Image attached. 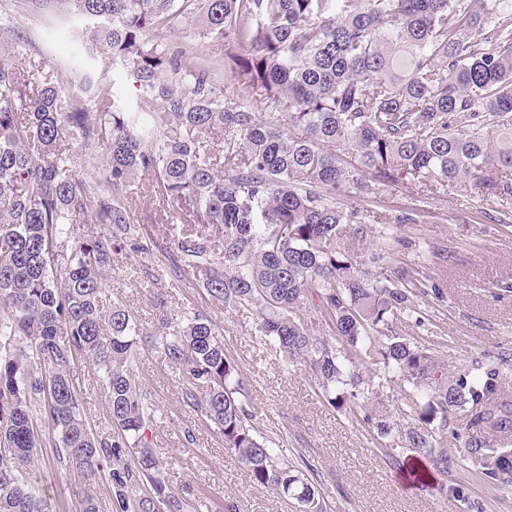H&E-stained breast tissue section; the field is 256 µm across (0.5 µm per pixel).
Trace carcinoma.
<instances>
[{
  "mask_svg": "<svg viewBox=\"0 0 512 512\" xmlns=\"http://www.w3.org/2000/svg\"><path fill=\"white\" fill-rule=\"evenodd\" d=\"M89 20L85 49L108 54L139 91L127 104L87 71L67 88L46 62L0 54V512H46L26 467L53 448L94 484L108 472L112 512H187L146 431L155 410L134 377L144 344L186 371L183 400L224 438L254 483L323 512L299 470L278 462L245 399L246 381L202 312L140 328L121 302L105 308V272L118 240L150 254L134 216L136 189L174 207L192 202L194 228L177 239L175 283L256 310L254 334L310 371L318 393L379 439L393 425L369 398L404 390L405 446L382 448L420 482L462 459L512 486L511 355L453 374L397 323L424 322L419 299L439 290L393 268L413 238L382 236L361 255L370 215L357 199L422 185L512 197V0H65ZM224 42V60L155 33L176 19ZM241 101L224 100V78ZM213 136L224 143L214 147ZM330 332L311 333L308 321ZM374 368L363 371L355 355ZM86 360L106 390L96 435L71 368ZM455 452H449V449Z\"/></svg>",
  "mask_w": 512,
  "mask_h": 512,
  "instance_id": "carcinoma-1",
  "label": "carcinoma"
}]
</instances>
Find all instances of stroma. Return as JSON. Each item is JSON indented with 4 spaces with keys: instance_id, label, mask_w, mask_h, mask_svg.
Listing matches in <instances>:
<instances>
[{
    "instance_id": "1",
    "label": "stroma",
    "mask_w": 512,
    "mask_h": 512,
    "mask_svg": "<svg viewBox=\"0 0 512 512\" xmlns=\"http://www.w3.org/2000/svg\"><path fill=\"white\" fill-rule=\"evenodd\" d=\"M15 31L24 49L43 58L68 84L84 63L81 47L85 19L63 6L35 7L31 0H9ZM372 215L392 216L415 209L419 221L398 224L394 235L421 237L422 254L406 252L426 283L444 291L429 300L424 324L399 323V335L422 339L438 360L453 366L486 355L512 354V198L481 201L464 190L442 197L387 188L360 199ZM184 226L174 222L153 229L151 254L122 250L112 255L104 284L107 302L124 303L141 328L157 324L155 296L168 309L198 308L224 333V349L246 378L254 422L278 448L281 461L304 467V475L320 490L327 512H512V488L487 480L472 462L448 475H434L425 488L408 485L377 453L366 427L352 423L316 391L310 375L285 368L276 354L254 335L255 312L227 308L203 300L199 288H177L157 270ZM448 251L447 261L434 258L431 247ZM139 385L157 409L151 447L169 462L173 488L189 493L195 512H220L225 499L240 512H296L294 502L256 485L244 464L226 453L222 437L186 406L182 390L187 378L156 350L142 351L135 367ZM72 374L83 393L84 416L103 431L105 392L93 367L75 364ZM193 433L186 442L185 433ZM34 476L42 486L50 512H80L87 493L107 498L106 481L88 486L64 468L40 467ZM462 486L463 497L451 489Z\"/></svg>"
}]
</instances>
